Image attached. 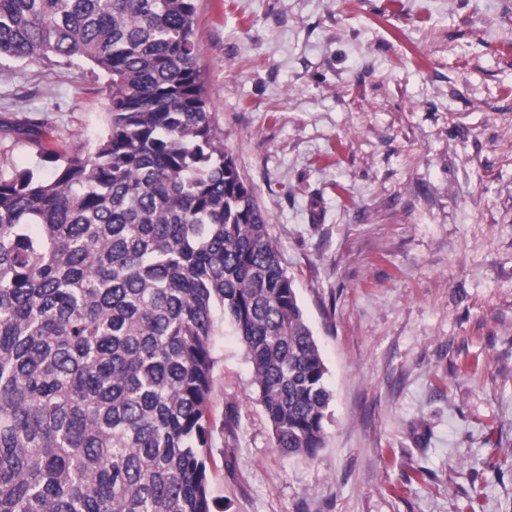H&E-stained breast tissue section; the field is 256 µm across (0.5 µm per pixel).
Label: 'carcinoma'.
I'll use <instances>...</instances> for the list:
<instances>
[{
	"mask_svg": "<svg viewBox=\"0 0 512 512\" xmlns=\"http://www.w3.org/2000/svg\"><path fill=\"white\" fill-rule=\"evenodd\" d=\"M195 26V0H0V60L83 58L111 88L92 152L0 170V512H213L226 321L276 447H324L327 369Z\"/></svg>",
	"mask_w": 512,
	"mask_h": 512,
	"instance_id": "carcinoma-1",
	"label": "carcinoma"
}]
</instances>
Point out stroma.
<instances>
[{
	"label": "stroma",
	"instance_id": "1",
	"mask_svg": "<svg viewBox=\"0 0 512 512\" xmlns=\"http://www.w3.org/2000/svg\"><path fill=\"white\" fill-rule=\"evenodd\" d=\"M196 8L209 110L333 394L317 459L282 454L225 328L219 512H512V0ZM109 92L87 63L0 60V168L92 148Z\"/></svg>",
	"mask_w": 512,
	"mask_h": 512
}]
</instances>
